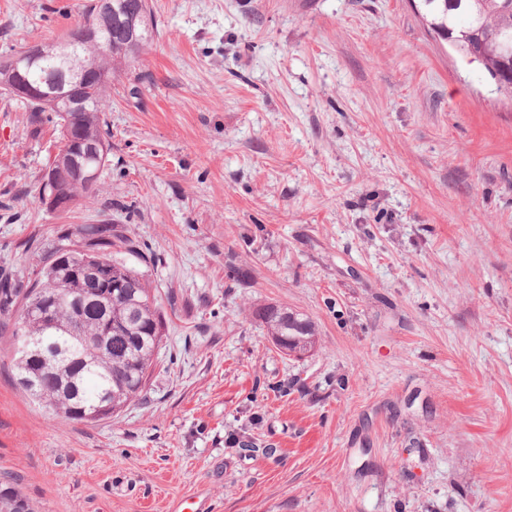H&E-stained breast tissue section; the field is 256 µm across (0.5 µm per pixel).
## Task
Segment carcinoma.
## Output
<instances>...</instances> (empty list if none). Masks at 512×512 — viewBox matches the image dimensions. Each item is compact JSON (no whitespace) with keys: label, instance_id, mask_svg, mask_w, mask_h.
I'll list each match as a JSON object with an SVG mask.
<instances>
[{"label":"carcinoma","instance_id":"cac0c4a2","mask_svg":"<svg viewBox=\"0 0 512 512\" xmlns=\"http://www.w3.org/2000/svg\"><path fill=\"white\" fill-rule=\"evenodd\" d=\"M112 17L98 15L91 3L83 20L92 19L98 26L99 39L109 49L90 43H74L69 57L58 55L52 48L41 59L40 65L30 73V80L46 84L61 76H69L70 68L94 65L107 81L95 86H74V93L93 98L80 112H68L48 101L28 102L33 113L51 112L56 119L59 152L57 157L75 153L76 140L98 141L102 144L99 156L93 160L96 167L105 168L111 149L110 132L102 118L107 108L112 74L122 66L137 60L141 50L156 33L148 0H113ZM422 16L437 35L449 38L450 46L459 55L480 62L490 77L502 74L507 55L503 41L512 38V0H420ZM55 190L70 199L89 198L96 188L79 179L63 174L59 163L52 164L39 188V193ZM121 243L125 254L143 257L139 244L124 234L116 224H81L65 229L51 247L37 245L33 253L41 263L37 278L25 285L12 276L0 277V314L13 322L12 339L20 333L29 336L44 335L40 320L30 313L29 307L39 294L59 299L56 307L58 334H64L71 325L68 300L82 295L93 287L76 271L78 259L92 258L104 265L112 275V310L98 303H89L82 315L81 333L86 336L81 355L91 362L89 369L77 372L63 368L60 377L76 379L77 393L62 388L55 382L44 384L41 397L55 407V413L81 422L83 418L72 414L81 404L92 403L97 395L112 389V416L116 417L129 403L138 399L149 376L148 370L166 336V325L157 306L155 289L146 275L129 265L125 258L111 251ZM252 316L260 322L273 345L287 356L303 358L315 352L316 329L301 314L273 305L258 306ZM112 323L111 351L106 357L97 353L94 337L107 323ZM0 501L17 505V512H31L28 500L15 487L0 489Z\"/></svg>","mask_w":512,"mask_h":512}]
</instances>
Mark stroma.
<instances>
[{"mask_svg": "<svg viewBox=\"0 0 512 512\" xmlns=\"http://www.w3.org/2000/svg\"><path fill=\"white\" fill-rule=\"evenodd\" d=\"M89 2L0 0V55ZM149 6L92 199L39 200L53 126L0 94V269L119 224L166 319L144 395L95 424L33 404L1 333L0 485L34 512H512V97L414 0ZM265 304L313 355L281 356ZM251 314L284 355L303 358L315 352V326L302 314L277 305L258 306Z\"/></svg>", "mask_w": 512, "mask_h": 512, "instance_id": "35a3bbf8", "label": "stroma"}]
</instances>
